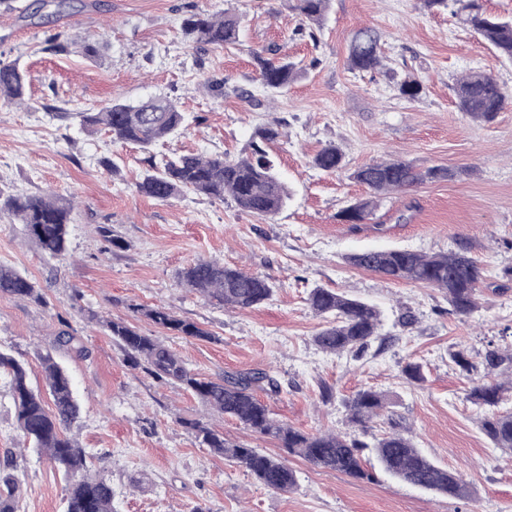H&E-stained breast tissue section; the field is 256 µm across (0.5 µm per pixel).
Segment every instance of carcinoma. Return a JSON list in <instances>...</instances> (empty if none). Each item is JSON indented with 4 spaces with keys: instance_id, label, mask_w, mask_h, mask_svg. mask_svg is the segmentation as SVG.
Instances as JSON below:
<instances>
[{
    "instance_id": "1",
    "label": "carcinoma",
    "mask_w": 512,
    "mask_h": 512,
    "mask_svg": "<svg viewBox=\"0 0 512 512\" xmlns=\"http://www.w3.org/2000/svg\"><path fill=\"white\" fill-rule=\"evenodd\" d=\"M453 14L463 20L480 42L495 48L512 60V17L488 13L482 0H453ZM328 0H293L291 9L307 23L299 29L316 39L314 27L325 20ZM184 30L196 48L222 47L239 42L240 22L228 13L192 15ZM261 84L278 93L288 88L296 75V66L275 62L262 54L254 55ZM380 36L370 28L359 29L350 43L347 65L352 71H373L381 66ZM461 112L473 120L490 121L501 111L507 94L497 79L486 71H471L459 78L454 87ZM25 74L16 60L0 58V102L11 104L24 99ZM86 128L104 126L113 140L138 145L144 151L158 141L180 133L187 119L166 96H155L137 104L115 100L99 112L78 113ZM148 169L136 185L137 191L158 201L176 199L186 192L222 201L230 196L237 206L260 216H273L288 204L291 192L282 181L267 150L253 143L251 151L234 159L222 154L203 156L194 153L156 162L150 156ZM313 165L326 172L344 166V154L333 144L322 148ZM456 172L442 167L418 170L398 160H383L358 169L354 177L366 185L372 196L359 199L343 209L339 217L352 224L369 219L375 207L374 196L397 191L425 181L450 180ZM27 234L52 257L66 250L67 226L71 223L72 204L60 197L17 194L0 202ZM348 262L375 272L387 280L409 282L445 292L448 304L460 316L478 309V295L486 280V271L477 260L461 252L427 255L411 250H369L352 254ZM181 282L224 307L256 309L275 291L269 278L233 269L216 260H198L180 274ZM0 297L43 303L39 290L26 276L0 267ZM311 308L329 321L314 335L315 345L329 353H351L361 357L377 336L380 311L360 299L327 288H315L308 296ZM141 312L154 324L186 337L212 340L214 336L197 323L180 318L157 306ZM104 326L134 367L142 366L157 379L184 389L197 397L209 410L239 421L253 434L277 440L281 447L311 464L369 479L363 452L372 448L377 462L393 477L436 494L458 498L467 494L461 476L442 467L415 446L402 433L393 431L369 445L351 433L310 434L277 420L257 391L280 392L278 380L266 371L226 374L219 379L204 378L188 368L185 361L153 336L140 333L122 320H107ZM46 390L51 405L41 392L32 389L26 369L17 360L0 353V371L10 376V389L16 407V422L23 438L70 480L66 512H114V491L105 479L88 473L87 452L68 432L80 415L73 382L52 354L40 356ZM487 370L498 375L512 373V349L495 347L485 354ZM512 392V380L492 381L470 388L467 398L484 410L480 420L483 433L494 447L512 452V412L497 411ZM387 398L378 391L363 389L345 404L347 421L366 430L367 424L381 416ZM200 445L245 469L259 484L276 491L296 486V473L284 460L265 454L246 443L230 441L224 433L200 420L188 421ZM20 484L17 477L0 472V512H18Z\"/></svg>"
}]
</instances>
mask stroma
Listing matches in <instances>:
<instances>
[{
  "label": "stroma",
  "instance_id": "stroma-1",
  "mask_svg": "<svg viewBox=\"0 0 512 512\" xmlns=\"http://www.w3.org/2000/svg\"><path fill=\"white\" fill-rule=\"evenodd\" d=\"M0 7V57L26 74L24 105L0 107V193L54 192L74 201L62 255L45 254L7 214H0V266L26 275L42 303L0 298V352L22 363L43 388L40 353L54 350L62 324L86 350L54 351L73 381L80 419L72 435L93 474L115 492V512H512V454L492 446L466 398L486 375L485 352L512 347V287L483 289L478 311L452 312L435 288L392 282L352 266L365 250L425 254L467 251L494 272L512 267V104L489 122L465 116L453 86L471 69L496 76L512 92V63L479 44L450 10L420 0H330L316 39L298 35L288 0H11ZM224 9L241 18L240 41L199 50L183 31L191 14ZM381 35V66L349 70L355 32ZM100 42L82 56L74 41ZM69 44L48 51L49 40ZM273 48L296 65L288 90L265 93L253 61ZM417 79L412 100L399 86ZM223 83L215 91L213 83ZM162 94L189 119L186 131L142 151L112 143L103 128L85 129L83 112L114 100L135 103ZM278 124L268 143L292 197L276 216L241 211L232 199L192 192L169 203L142 196L136 184L147 156L249 151L258 128ZM345 166L312 164L326 144ZM114 161L109 173L104 160ZM400 159L425 169L456 170L448 181L423 182L378 196L369 220L348 224L339 212L370 191L353 178L361 166ZM112 231L103 238L99 227ZM267 276L275 293L262 307L229 312L181 285L197 260ZM339 289L381 312L379 336L361 357L322 352L313 343L326 319L307 302L315 287ZM164 306L213 333V340L175 336L136 306ZM125 320L157 337L196 373L268 371L279 394H262L276 417L309 433L349 431L345 401L362 389L383 392L389 408L366 443L396 430L439 464L462 476L469 493L437 496L376 472L373 481L313 466L276 440L218 417L144 367H132L104 321ZM461 350L472 363L450 359ZM421 364L424 382L402 372ZM333 397L322 401L320 384ZM199 419L225 438L285 459L298 485L287 492L258 484L245 470L194 439L185 421ZM20 482L18 512H65L68 480L27 446L15 418L9 378L0 373V469Z\"/></svg>",
  "mask_w": 512,
  "mask_h": 512
}]
</instances>
